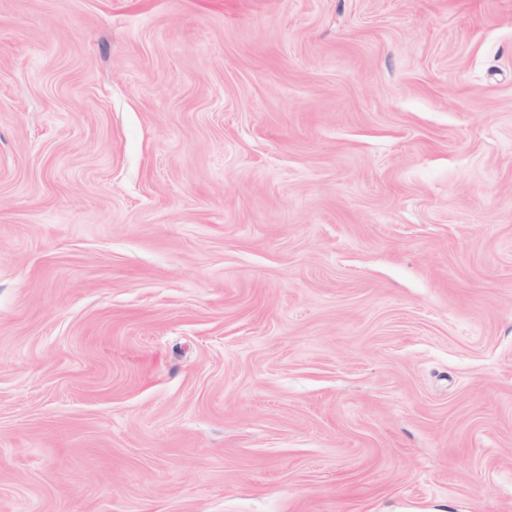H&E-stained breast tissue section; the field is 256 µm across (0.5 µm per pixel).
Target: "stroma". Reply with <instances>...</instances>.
Returning a JSON list of instances; mask_svg holds the SVG:
<instances>
[{"label":"stroma","instance_id":"obj_1","mask_svg":"<svg viewBox=\"0 0 512 512\" xmlns=\"http://www.w3.org/2000/svg\"><path fill=\"white\" fill-rule=\"evenodd\" d=\"M0 512H512V0H0Z\"/></svg>","mask_w":512,"mask_h":512}]
</instances>
